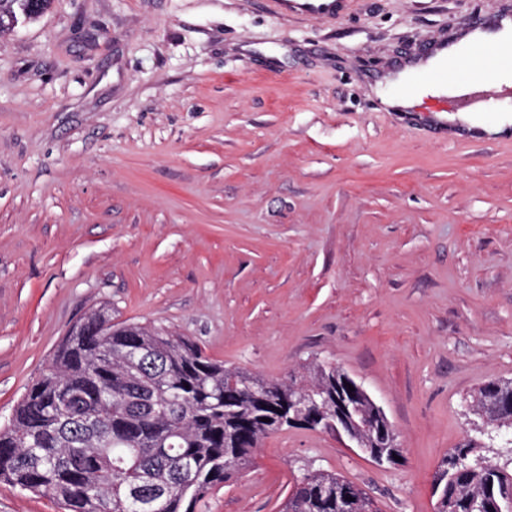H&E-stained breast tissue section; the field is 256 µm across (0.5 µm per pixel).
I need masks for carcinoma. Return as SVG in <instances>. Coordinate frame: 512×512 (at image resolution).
Segmentation results:
<instances>
[{
	"label": "carcinoma",
	"instance_id": "cac0c4a2",
	"mask_svg": "<svg viewBox=\"0 0 512 512\" xmlns=\"http://www.w3.org/2000/svg\"><path fill=\"white\" fill-rule=\"evenodd\" d=\"M51 0H0V33L39 18ZM97 318L80 321L28 389L7 426L0 428V481L48 495L64 512H194L212 489L252 464L260 442L291 428L288 413L261 421L274 406L297 396L336 406V368L317 364L313 376L266 381L206 355L188 339L138 323L95 333ZM152 350L156 370L140 369L134 353ZM358 420L371 438L372 405L359 401ZM466 454V467L448 472V496L435 512H471L476 501L498 512L512 496V471L486 459L474 443L448 453ZM348 480L309 471L281 512H340L336 486ZM356 512H378L354 487Z\"/></svg>",
	"mask_w": 512,
	"mask_h": 512
}]
</instances>
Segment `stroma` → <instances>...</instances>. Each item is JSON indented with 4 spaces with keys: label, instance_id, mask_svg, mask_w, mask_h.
I'll use <instances>...</instances> for the list:
<instances>
[{
    "label": "stroma",
    "instance_id": "obj_1",
    "mask_svg": "<svg viewBox=\"0 0 512 512\" xmlns=\"http://www.w3.org/2000/svg\"><path fill=\"white\" fill-rule=\"evenodd\" d=\"M512 0H52L0 36V427L68 331L107 309L265 380L335 365L401 461L265 438L196 512H280L314 467L379 512H435L472 394L512 380V94L411 113L394 76ZM280 13L325 17L338 14L346 5L345 0H274Z\"/></svg>",
    "mask_w": 512,
    "mask_h": 512
}]
</instances>
